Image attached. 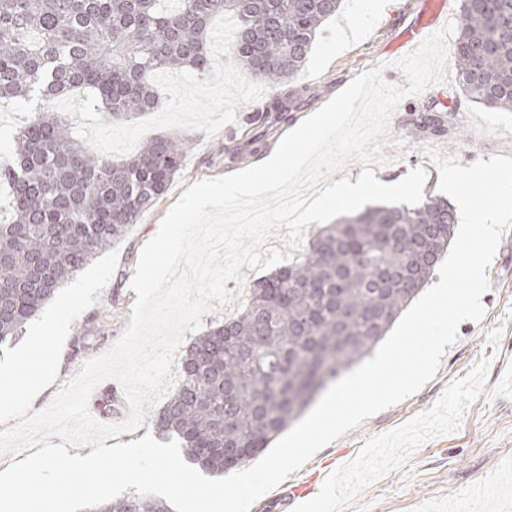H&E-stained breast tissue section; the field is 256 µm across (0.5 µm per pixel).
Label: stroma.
Here are the masks:
<instances>
[{
	"label": "stroma",
	"instance_id": "35a3bbf8",
	"mask_svg": "<svg viewBox=\"0 0 512 512\" xmlns=\"http://www.w3.org/2000/svg\"><path fill=\"white\" fill-rule=\"evenodd\" d=\"M421 0H387L383 12L369 16L361 35L342 34L354 0H343L328 20L296 86L309 87L316 100L294 101L295 123L320 110L358 75L382 68L386 82L403 87L397 69L382 66L380 53L414 21ZM211 71L200 77L190 71L154 77L163 99L160 109L121 124L89 111L82 94L73 92L53 101L55 111L79 116L75 129L94 150L112 160L132 156L144 142L159 135L185 132L194 143L183 169L160 202L131 225L116 246V271L98 300L72 324L62 348L55 383L40 392L33 410L47 408L61 384L77 374L88 359L104 354L130 321L133 304L130 281L142 247L150 241L170 207L194 182L232 174L258 165L273 154L288 127H254L262 145L255 154L231 163L224 158L232 132L242 129L251 112L271 97L264 82L239 72L224 43L209 45ZM447 83L418 95L404 96L392 113L383 150L387 160L375 164L376 178L397 182L411 169L426 173L425 191L438 192L439 167L430 150L457 158L467 166L493 155L512 154V111L490 110L463 97L455 66L447 68ZM41 103L40 98L0 104V164L12 157L13 135ZM455 107L456 137L409 138L411 116L430 106ZM402 147H394V140ZM488 289L481 298V320L463 321L456 342L448 347L439 369L411 397L391 405L320 449L294 472V480L309 483L310 496L294 512H512V236L503 237L487 270ZM121 310L105 327L94 328L85 350L74 351L81 323L99 317L112 300ZM494 483L498 497L466 499L475 483Z\"/></svg>",
	"mask_w": 512,
	"mask_h": 512
}]
</instances>
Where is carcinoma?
Masks as SVG:
<instances>
[{
    "instance_id": "cac0c4a2",
    "label": "carcinoma",
    "mask_w": 512,
    "mask_h": 512,
    "mask_svg": "<svg viewBox=\"0 0 512 512\" xmlns=\"http://www.w3.org/2000/svg\"><path fill=\"white\" fill-rule=\"evenodd\" d=\"M342 0H0V101L41 97L0 165L12 221L0 224V346L16 340L60 285L125 238L154 208L193 139L158 136L116 162L75 139L51 101L73 88L122 123L158 107L151 78L209 66L210 21L237 20L230 54L276 94L249 124L284 125L307 92L286 84L307 64ZM463 93L512 111V0H461L452 49ZM410 134H452L445 110ZM448 200L367 206L320 228L306 254L249 285L234 318L195 337L180 382L151 415L190 460L224 473V453L249 461L317 393L371 352L433 278L455 232ZM84 512H172L149 496L114 498Z\"/></svg>"
}]
</instances>
